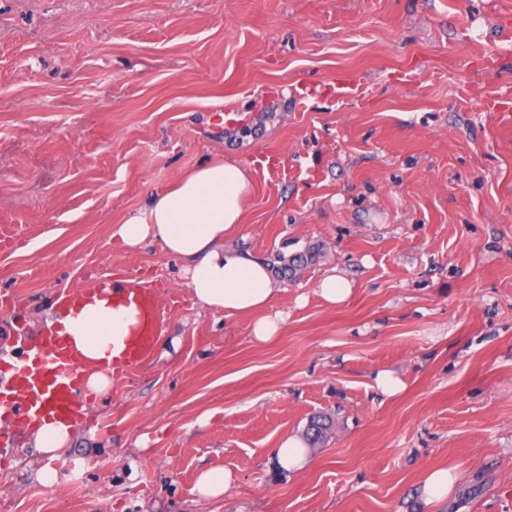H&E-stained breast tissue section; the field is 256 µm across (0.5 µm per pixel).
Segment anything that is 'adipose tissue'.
<instances>
[{
  "mask_svg": "<svg viewBox=\"0 0 512 512\" xmlns=\"http://www.w3.org/2000/svg\"><path fill=\"white\" fill-rule=\"evenodd\" d=\"M252 186L248 168L215 156L176 185L154 193L144 212L113 225L111 238L127 248L155 242L183 259L197 304L228 317L253 315L252 334L265 342L277 335L283 321L281 314L267 311L274 293L273 274L263 261L224 249L225 237L244 222V201ZM133 321L128 311L112 309L103 301L67 317L77 348L96 363L87 378L88 388H106L112 346Z\"/></svg>",
  "mask_w": 512,
  "mask_h": 512,
  "instance_id": "ef3b65f1",
  "label": "adipose tissue"
}]
</instances>
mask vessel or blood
I'll list each match as a JSON object with an SVG mask.
<instances>
[{
	"mask_svg": "<svg viewBox=\"0 0 512 512\" xmlns=\"http://www.w3.org/2000/svg\"><path fill=\"white\" fill-rule=\"evenodd\" d=\"M107 301L131 311L135 321L118 339L112 366L116 376L145 367L161 336L170 306L152 285L136 279L102 277L91 289L60 290L57 308L77 314L86 304ZM85 361L66 326L58 321L25 338L19 357L0 356V456H7L17 437L44 419L83 422Z\"/></svg>",
	"mask_w": 512,
	"mask_h": 512,
	"instance_id": "1",
	"label": "vessel or blood"
}]
</instances>
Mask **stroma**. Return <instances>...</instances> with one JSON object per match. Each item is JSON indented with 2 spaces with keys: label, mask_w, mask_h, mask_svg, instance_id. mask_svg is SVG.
<instances>
[{
  "label": "stroma",
  "mask_w": 512,
  "mask_h": 512,
  "mask_svg": "<svg viewBox=\"0 0 512 512\" xmlns=\"http://www.w3.org/2000/svg\"><path fill=\"white\" fill-rule=\"evenodd\" d=\"M217 152L253 182L225 248L318 252L275 278L265 343L196 304L182 259L111 240ZM1 224L0 354L105 274L172 307L57 457L25 435L0 460L11 512H512V0H0ZM318 413L327 441L281 469ZM215 466L234 484L201 498ZM318 293L327 303L340 304L349 298L352 287L347 279L332 273L320 281ZM278 465L287 470H301L307 464V454L302 441L295 436H288L279 448H274ZM454 478L448 468L433 470L425 477L422 494L427 502L448 501Z\"/></svg>",
  "instance_id": "1"
}]
</instances>
